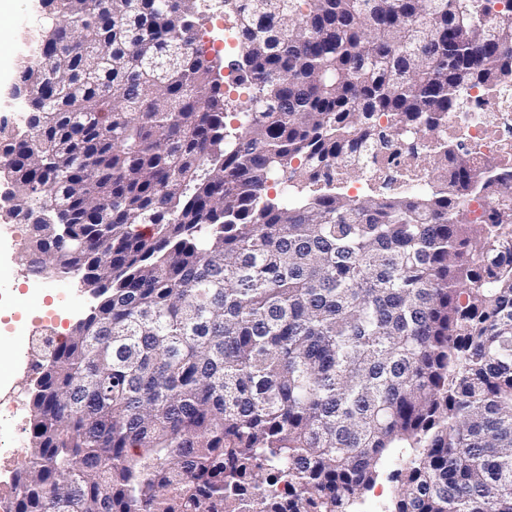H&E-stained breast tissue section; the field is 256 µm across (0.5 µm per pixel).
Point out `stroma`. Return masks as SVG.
<instances>
[{"mask_svg":"<svg viewBox=\"0 0 512 512\" xmlns=\"http://www.w3.org/2000/svg\"><path fill=\"white\" fill-rule=\"evenodd\" d=\"M40 9L39 0H18L16 12L0 18V57L8 62L6 74L0 76V120L17 122L16 100L12 90L28 55L26 45L33 34V22ZM28 227L0 218V397L28 403L29 389L36 375L26 372L28 330L45 316L58 296H67L69 308L61 326L69 333L84 318L94 300L78 279L44 278L31 275L21 256V245L28 237ZM399 466L397 452H390L374 488L358 504L360 512H389L397 495L391 476Z\"/></svg>","mask_w":512,"mask_h":512,"instance_id":"stroma-1","label":"stroma"}]
</instances>
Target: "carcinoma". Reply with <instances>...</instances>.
<instances>
[{
  "mask_svg": "<svg viewBox=\"0 0 512 512\" xmlns=\"http://www.w3.org/2000/svg\"><path fill=\"white\" fill-rule=\"evenodd\" d=\"M195 2L43 0L0 179L28 270L99 302L42 350L15 512H241L275 477L355 512L393 448L391 512H512V175L446 133L512 84V0H224L233 135ZM412 134L434 192L330 187Z\"/></svg>",
  "mask_w": 512,
  "mask_h": 512,
  "instance_id": "1",
  "label": "carcinoma"
}]
</instances>
